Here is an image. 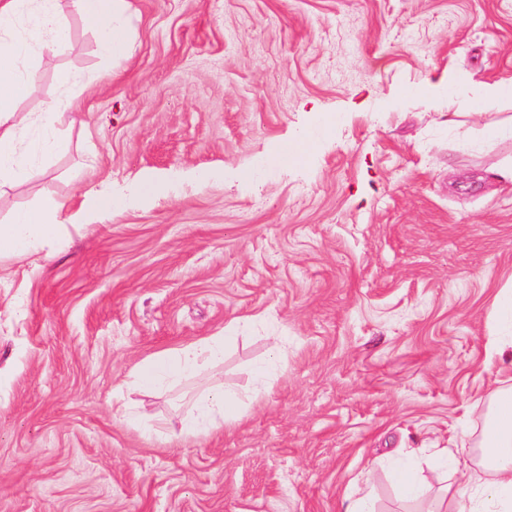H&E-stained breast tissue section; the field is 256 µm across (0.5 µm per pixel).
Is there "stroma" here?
Masks as SVG:
<instances>
[{
	"label": "stroma",
	"instance_id": "obj_1",
	"mask_svg": "<svg viewBox=\"0 0 512 512\" xmlns=\"http://www.w3.org/2000/svg\"><path fill=\"white\" fill-rule=\"evenodd\" d=\"M130 4L131 57L61 117L69 152L0 194V223L69 205L53 260H0V512H345L365 487L410 512L388 463L412 450L431 512L444 485L469 497L433 458H475L512 377V346L489 350L512 335V140L484 139L512 99L475 91L512 80V0ZM64 12L18 111L59 71L109 68ZM308 135L304 160L267 164ZM101 186L123 209L85 210ZM226 330L215 378L127 387ZM213 380L246 393L238 424L149 433Z\"/></svg>",
	"mask_w": 512,
	"mask_h": 512
}]
</instances>
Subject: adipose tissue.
Here are the masks:
<instances>
[{
    "mask_svg": "<svg viewBox=\"0 0 512 512\" xmlns=\"http://www.w3.org/2000/svg\"><path fill=\"white\" fill-rule=\"evenodd\" d=\"M59 0H0V188L28 180L36 166L19 155L17 133L37 125L44 134L35 147L44 157L67 151L68 141L58 134L56 123L72 105L70 92L77 83L71 72L57 75L60 97L46 103L37 115L17 111L16 103L25 96L35 73L28 66L31 42L18 33L21 21H28L33 33L45 36V48H52L67 36L58 6ZM77 11L91 22L100 46L113 61L126 60L133 35L124 16L128 0H73ZM65 200L46 198L38 205L20 210L12 221L0 224V257L23 256L56 243L62 227L53 218L67 210ZM229 336H211L165 351L139 364L132 373L138 389L157 390L189 376L219 368ZM493 409L487 417L481 440L478 469L467 470L474 492L467 505H460L457 492L444 488L447 512H512V393L495 391ZM241 417V400L218 388L196 397L178 424L160 422L166 436H194L230 424Z\"/></svg>",
    "mask_w": 512,
    "mask_h": 512,
    "instance_id": "ef3b65f1",
    "label": "adipose tissue"
}]
</instances>
